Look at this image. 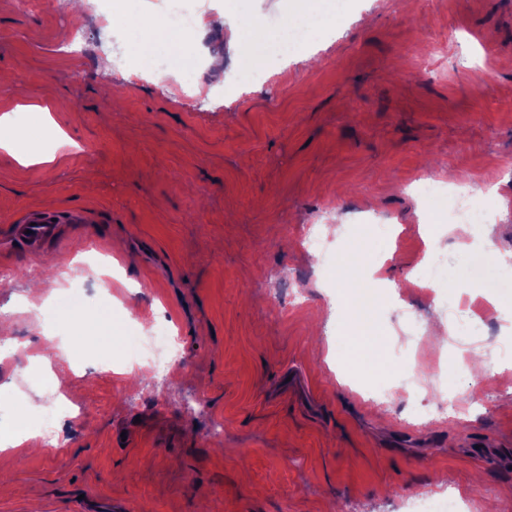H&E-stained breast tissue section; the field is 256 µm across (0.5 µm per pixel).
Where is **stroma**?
<instances>
[{
	"label": "stroma",
	"instance_id": "obj_1",
	"mask_svg": "<svg viewBox=\"0 0 512 512\" xmlns=\"http://www.w3.org/2000/svg\"><path fill=\"white\" fill-rule=\"evenodd\" d=\"M210 8L186 52L213 44L225 63L209 78L226 81L236 6ZM111 16L99 30L55 0H0V112L48 105L40 149L56 156L23 166L0 150V336L19 347L0 364V429L38 423L50 384L84 408L58 447L0 449V512H407L449 486L485 512L512 497V370L468 373L456 326L418 364L455 413L421 423L412 395L368 400L394 383L372 358L395 308L427 325L437 302L489 297L512 318V295L488 286L505 268L467 273L461 248L470 233L512 253V0H349L304 52L207 102L144 78L139 51L114 64L113 40L141 30ZM79 23L104 46L95 60L60 46ZM427 171L476 187L495 223L449 230L446 207L411 191ZM328 209L344 238L401 235L362 255L361 317L337 277L344 238L326 266L301 245ZM34 210L63 222L37 249L11 232ZM431 243L442 270L425 289ZM285 272L292 292L273 300ZM147 320L181 357L163 380L127 365ZM356 321L373 345L351 339Z\"/></svg>",
	"mask_w": 512,
	"mask_h": 512
}]
</instances>
